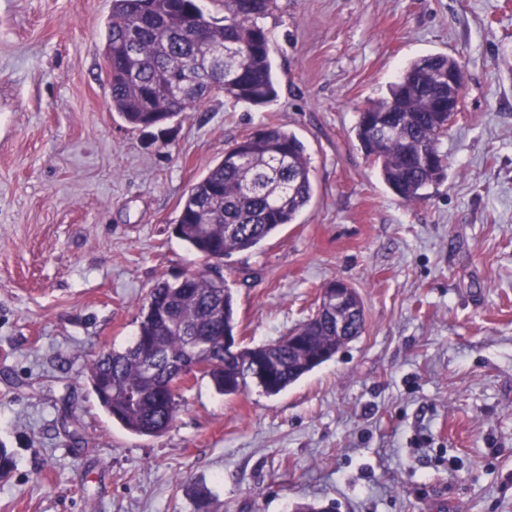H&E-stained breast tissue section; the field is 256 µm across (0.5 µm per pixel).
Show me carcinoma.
Listing matches in <instances>:
<instances>
[{
  "mask_svg": "<svg viewBox=\"0 0 512 512\" xmlns=\"http://www.w3.org/2000/svg\"><path fill=\"white\" fill-rule=\"evenodd\" d=\"M224 20L197 0H112L104 43L110 67V107L130 126L167 124L200 108L215 89L235 102L263 106L278 97L267 30L259 20L275 0H222ZM452 57L430 54L408 62L388 95L360 113L355 135L386 185L403 201L424 199L444 179L448 155V68ZM313 196L304 143L278 125L243 135L184 197L175 234L207 261L256 248L293 224ZM317 311L286 337L224 354L237 328L235 300L225 280L202 271L150 291L134 341L92 361L87 380L102 408L128 431L158 436L176 421L183 368L208 363L200 375L225 396L253 379L268 395L286 390L330 359L364 328L358 310L339 332L336 317Z\"/></svg>",
  "mask_w": 512,
  "mask_h": 512,
  "instance_id": "carcinoma-1",
  "label": "carcinoma"
}]
</instances>
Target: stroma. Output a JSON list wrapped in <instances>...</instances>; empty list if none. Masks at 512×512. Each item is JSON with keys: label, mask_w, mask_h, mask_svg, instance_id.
<instances>
[{"label": "stroma", "mask_w": 512, "mask_h": 512, "mask_svg": "<svg viewBox=\"0 0 512 512\" xmlns=\"http://www.w3.org/2000/svg\"><path fill=\"white\" fill-rule=\"evenodd\" d=\"M111 0H0V512H512V0H276L279 96L211 94L160 128L109 108ZM454 57L447 177L405 204L355 137L419 56ZM305 144L312 202L257 248L206 263L174 233L189 187L248 130ZM207 269L261 346L336 279L365 328L278 395L184 393L150 437L85 374L127 346L158 278Z\"/></svg>", "instance_id": "35a3bbf8"}]
</instances>
